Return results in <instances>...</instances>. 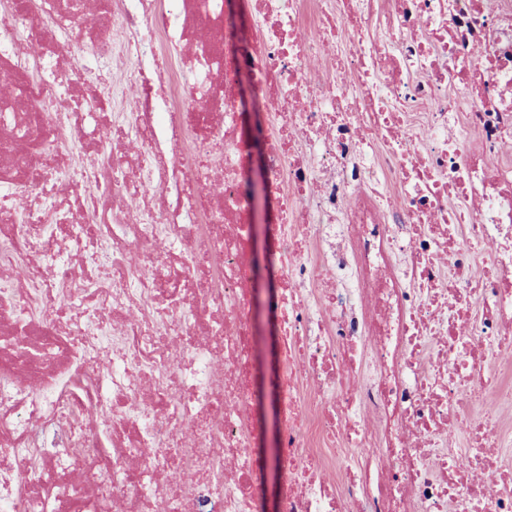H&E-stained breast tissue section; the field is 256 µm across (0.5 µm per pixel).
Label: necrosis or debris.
I'll list each match as a JSON object with an SVG mask.
<instances>
[{
	"label": "necrosis or debris",
	"instance_id": "necrosis-or-debris-1",
	"mask_svg": "<svg viewBox=\"0 0 512 512\" xmlns=\"http://www.w3.org/2000/svg\"><path fill=\"white\" fill-rule=\"evenodd\" d=\"M249 2L0 0V512H264L243 71L278 512H512V0ZM264 211L263 202L255 209V222L257 226L253 230V246L250 258L253 259L256 267H259L262 277L255 284L251 285V294L254 302V323L253 335L256 346V373L261 375L266 373L270 367V337L269 333L273 328L271 320L267 312L268 292L265 288L266 273L268 267L274 261L271 254L270 242L273 232L272 224L261 223L260 215Z\"/></svg>",
	"mask_w": 512,
	"mask_h": 512
}]
</instances>
